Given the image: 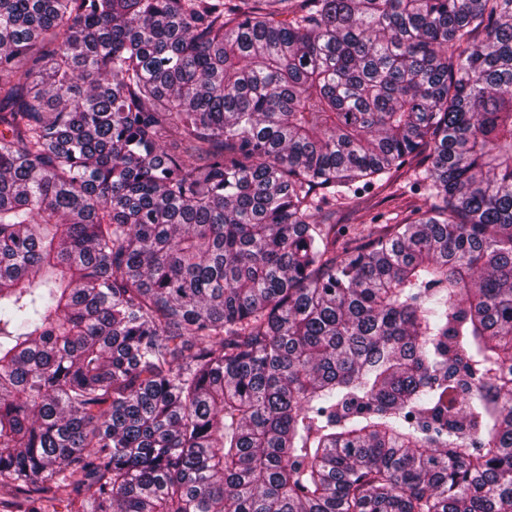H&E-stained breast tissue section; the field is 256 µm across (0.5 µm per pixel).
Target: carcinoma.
<instances>
[{
	"instance_id": "cac0c4a2",
	"label": "carcinoma",
	"mask_w": 512,
	"mask_h": 512,
	"mask_svg": "<svg viewBox=\"0 0 512 512\" xmlns=\"http://www.w3.org/2000/svg\"><path fill=\"white\" fill-rule=\"evenodd\" d=\"M0 504L512 512V0H0ZM425 166L426 164L416 166L415 161L413 168L398 179L397 185H401L402 189L395 194H391L394 189H369L360 195L355 208H347L336 200V206H323V209L330 211V220L337 224L336 228L344 229L351 236L373 227L374 224H394L396 220L414 219L418 217V214H414L417 208L425 209L424 199L416 184L421 179Z\"/></svg>"
}]
</instances>
